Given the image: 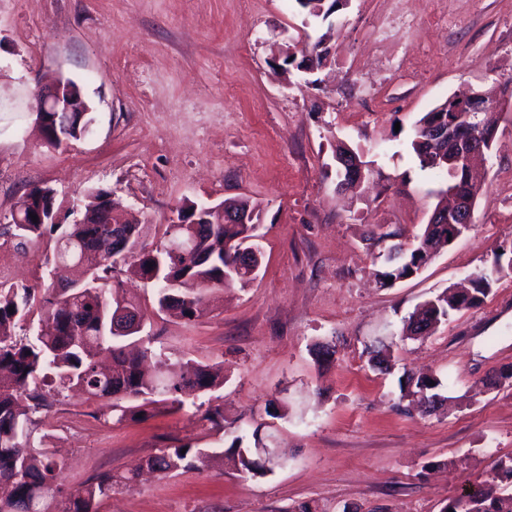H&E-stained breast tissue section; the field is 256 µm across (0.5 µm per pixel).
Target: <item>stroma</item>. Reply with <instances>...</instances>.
I'll return each mask as SVG.
<instances>
[{"mask_svg": "<svg viewBox=\"0 0 512 512\" xmlns=\"http://www.w3.org/2000/svg\"><path fill=\"white\" fill-rule=\"evenodd\" d=\"M341 0L328 18L298 0H0V283L40 286L67 277L45 244L17 246L11 215L26 189L62 206L111 191L119 212L167 223L191 201L259 204L261 266L246 288L211 295L188 323L156 314L135 277L146 329L171 360L219 365L225 427L195 406L158 404L134 417L67 392L36 413L38 435L63 463L67 493L104 472L128 473L180 440L200 447L263 424L283 464L261 478L224 467L143 473L98 512H441L449 497L512 456V277L477 309L429 337L401 341L402 317L480 274L512 245V0ZM328 49L316 83L293 59ZM80 83L93 132L65 149L45 145L28 98L57 78ZM498 88L497 143L470 232L419 274L382 288L364 236L389 226L413 243L445 176L420 170L416 120L469 88ZM364 151L374 173L359 193L337 190L335 150ZM335 345L333 363L314 347ZM391 347L383 368L373 349ZM437 376L442 401L425 412L400 379ZM288 414H265L268 400Z\"/></svg>", "mask_w": 512, "mask_h": 512, "instance_id": "stroma-1", "label": "stroma"}]
</instances>
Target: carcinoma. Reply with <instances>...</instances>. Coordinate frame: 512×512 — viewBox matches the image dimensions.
I'll use <instances>...</instances> for the list:
<instances>
[{
    "mask_svg": "<svg viewBox=\"0 0 512 512\" xmlns=\"http://www.w3.org/2000/svg\"><path fill=\"white\" fill-rule=\"evenodd\" d=\"M442 111H430L416 121L421 125L436 118L450 124L466 122L457 104L446 100ZM419 166L448 176V187L462 183L475 190L465 174L454 175L444 164L428 160V154L412 146ZM103 191H90L80 208L89 224H56L58 207H50L53 191L36 188L29 193L28 213L38 222L13 225L20 241L46 238L53 242V258L64 259L77 269L71 288L0 286V512H98L99 502L117 483L131 484L134 476L104 473L74 493L62 494L53 486L60 464L35 444L36 422L32 414L50 407L66 389L79 387L95 399H134L138 413L158 401L183 404L182 397L207 394L224 386V371L218 366L172 363L158 353L153 341L141 335L140 304L123 289V276L131 273L155 288L158 311H173L187 322L202 317L206 295L214 290L246 287L253 270L241 258L239 248H258L256 224H196V246L182 224H150L125 221L112 236V225L95 224ZM459 231L455 224L425 225L417 243L393 248L401 257L392 261L380 245L398 236L396 231L371 232L368 247L377 250L374 259L384 270L375 273L379 286L408 278L423 270ZM512 274V249L499 247L491 267L472 281L469 298L451 289L419 304L401 319V340H416L417 321L437 327L454 314L478 308L494 286ZM41 303L43 320L52 332L41 330L19 336L17 328L27 320L35 303ZM436 377H409L399 382L400 399L417 394L428 404L440 398ZM262 425L252 431L253 445H243L244 436L233 437L227 449L194 448L190 445L159 449L147 466L159 473L191 469L197 464H224L231 460L249 477H263L270 469L258 449L264 447ZM512 512V456L494 462L488 479L448 498L443 512Z\"/></svg>",
    "mask_w": 512,
    "mask_h": 512,
    "instance_id": "1",
    "label": "carcinoma"
}]
</instances>
